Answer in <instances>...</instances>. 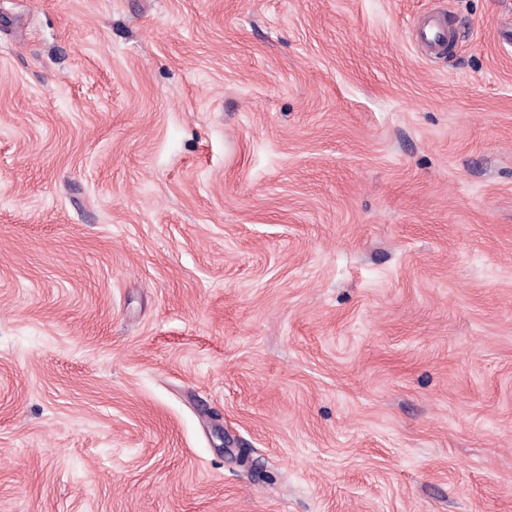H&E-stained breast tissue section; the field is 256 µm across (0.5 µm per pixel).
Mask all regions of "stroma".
<instances>
[{"label":"stroma","mask_w":512,"mask_h":512,"mask_svg":"<svg viewBox=\"0 0 512 512\" xmlns=\"http://www.w3.org/2000/svg\"><path fill=\"white\" fill-rule=\"evenodd\" d=\"M510 9L0 0V512H512ZM417 38L420 43L440 52L448 43V19L442 13H433L424 17L417 26Z\"/></svg>","instance_id":"35a3bbf8"}]
</instances>
